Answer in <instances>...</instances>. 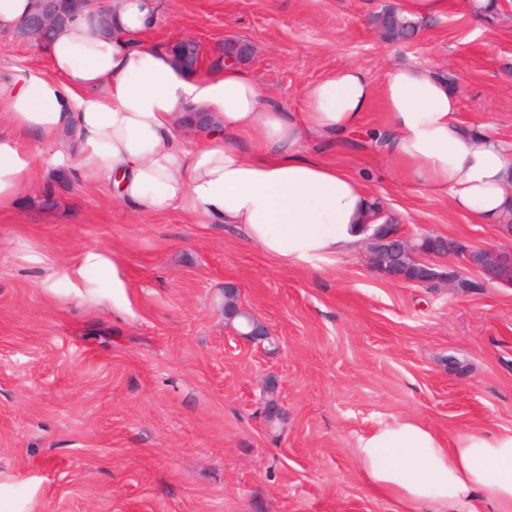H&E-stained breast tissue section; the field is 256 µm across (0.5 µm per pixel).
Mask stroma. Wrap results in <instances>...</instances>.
<instances>
[{"label": "stroma", "instance_id": "stroma-1", "mask_svg": "<svg viewBox=\"0 0 512 512\" xmlns=\"http://www.w3.org/2000/svg\"><path fill=\"white\" fill-rule=\"evenodd\" d=\"M403 3L159 0L147 39L196 42L202 77L236 54L292 112L332 69L426 66L458 83L462 119L512 139V6L452 8L392 44L374 20ZM29 64L48 67L40 46L0 35V73ZM25 146L39 175L0 211V512H394L360 477L369 432L512 431V284L457 263L454 282L410 285L362 248L320 273L285 266L181 209L137 215L49 165L55 145ZM324 156L408 234L512 247L447 191L391 175L370 139ZM89 248L117 279L74 276ZM228 291L270 341L237 336Z\"/></svg>", "mask_w": 512, "mask_h": 512}]
</instances>
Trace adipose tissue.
Segmentation results:
<instances>
[{
	"mask_svg": "<svg viewBox=\"0 0 512 512\" xmlns=\"http://www.w3.org/2000/svg\"><path fill=\"white\" fill-rule=\"evenodd\" d=\"M112 27L75 12L44 50L50 69L0 76V210L36 176L27 137L70 135L68 163L90 185L113 188L135 214L180 208L224 224L278 263L314 271L352 252L371 223L352 173L309 151L349 141L380 106V150L404 182L448 193L476 224L512 221V141L459 117V96L438 73L395 65L380 82L336 68L305 86L289 112L234 58L205 78L146 42L158 0H112ZM206 113L188 147L187 110ZM361 474L396 512H512V431L443 440L399 420L363 437Z\"/></svg>",
	"mask_w": 512,
	"mask_h": 512,
	"instance_id": "ef3b65f1",
	"label": "adipose tissue"
}]
</instances>
